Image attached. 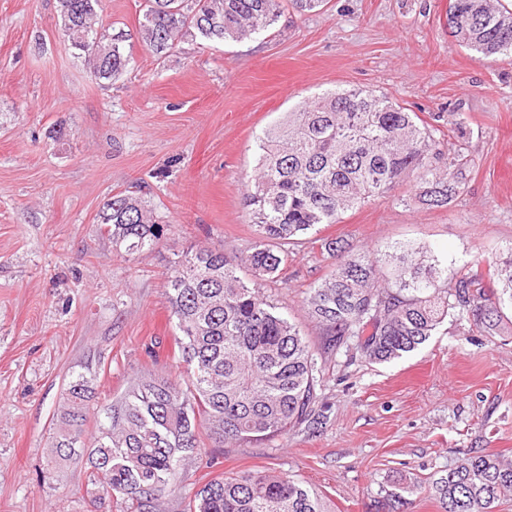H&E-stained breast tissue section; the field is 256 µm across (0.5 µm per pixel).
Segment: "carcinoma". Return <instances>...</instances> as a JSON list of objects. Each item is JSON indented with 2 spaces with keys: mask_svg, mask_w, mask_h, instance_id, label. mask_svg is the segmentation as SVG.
Listing matches in <instances>:
<instances>
[{
  "mask_svg": "<svg viewBox=\"0 0 512 512\" xmlns=\"http://www.w3.org/2000/svg\"><path fill=\"white\" fill-rule=\"evenodd\" d=\"M100 0H59L61 25L94 79L112 81L128 68L123 33L98 25ZM283 0H145L140 33L167 54L190 33L240 41L277 21ZM448 30L487 57L512 54V10L501 0H448ZM438 129L373 93L330 90L286 113L259 138L256 173L244 207L253 227L244 251L191 245L174 262L165 299L176 334L180 380L151 373L132 379L116 400H102L94 376L65 384L53 420L54 458L86 456L102 500L121 497L133 512H160L176 475L205 448L288 434L315 419L317 356L354 346L371 362H390L423 345L448 317L472 313L489 336L508 333L512 248L488 269L448 280L422 247L338 258L305 299L322 335L313 351L277 311L259 283L274 280L289 246L320 224L415 179L416 197L443 207L464 192V164L437 148ZM100 229L127 254L157 247L169 225L152 222L140 198L120 192L104 203ZM246 268L251 281L239 270ZM95 431L88 434V425ZM417 489L440 512H496L512 498V461L468 453ZM185 512H332L317 490L290 477L253 471L214 478L188 497Z\"/></svg>",
  "mask_w": 512,
  "mask_h": 512,
  "instance_id": "carcinoma-1",
  "label": "carcinoma"
}]
</instances>
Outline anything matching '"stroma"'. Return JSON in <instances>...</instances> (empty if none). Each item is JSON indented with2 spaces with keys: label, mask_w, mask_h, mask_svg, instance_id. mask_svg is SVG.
I'll return each mask as SVG.
<instances>
[{
  "label": "stroma",
  "mask_w": 512,
  "mask_h": 512,
  "mask_svg": "<svg viewBox=\"0 0 512 512\" xmlns=\"http://www.w3.org/2000/svg\"><path fill=\"white\" fill-rule=\"evenodd\" d=\"M144 0H102L131 58L112 83L77 58L58 0H0V512H88L95 488L82 459L42 480L52 419L72 374L96 376L112 399L128 379L177 377L164 290L194 244L246 250L243 194L256 139L285 113L334 89L387 97L425 121H460L440 147L465 157L467 189L430 207L405 181L317 235L374 253L422 246L448 276L487 267L512 246V56L484 57L448 32V0H325L238 42L193 35L163 56L141 37ZM141 186L161 244L133 255L112 245L98 214ZM333 258L293 249L266 296L312 348L309 288ZM321 425L215 449L177 474L164 512H183L208 480L267 468L317 489L332 512H439L413 490L470 451L512 459V335L487 336L456 308L417 351L372 363L356 350L319 359Z\"/></svg>",
  "instance_id": "obj_1"
}]
</instances>
